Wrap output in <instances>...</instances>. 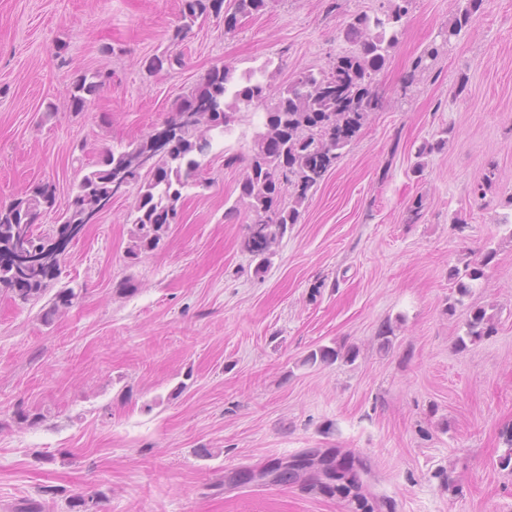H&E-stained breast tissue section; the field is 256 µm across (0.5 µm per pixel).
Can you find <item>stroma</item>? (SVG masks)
I'll use <instances>...</instances> for the list:
<instances>
[{"label": "stroma", "mask_w": 512, "mask_h": 512, "mask_svg": "<svg viewBox=\"0 0 512 512\" xmlns=\"http://www.w3.org/2000/svg\"><path fill=\"white\" fill-rule=\"evenodd\" d=\"M466 4L411 0L373 81L377 109L263 273L238 189L263 130L252 109L214 136L156 249L126 257L138 197L126 186L69 239L40 299L0 290V512H75L82 497L98 512H356L300 483L219 486L315 449L362 462L375 512H512V467L500 465L512 449V0H483L443 43ZM181 7L0 0V204L54 181L36 222L54 233L83 174L161 130L214 66L264 67L287 85L327 68L349 48L346 22L387 0H270L235 31L212 15L175 44ZM162 53L183 62L147 70ZM95 70L111 82L74 113L70 90ZM491 248L460 295L449 268ZM65 286L80 299L44 321ZM478 308L497 330L460 346ZM322 346L356 357L307 363Z\"/></svg>", "instance_id": "obj_1"}]
</instances>
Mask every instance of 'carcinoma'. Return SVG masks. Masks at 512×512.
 I'll return each mask as SVG.
<instances>
[{"mask_svg":"<svg viewBox=\"0 0 512 512\" xmlns=\"http://www.w3.org/2000/svg\"><path fill=\"white\" fill-rule=\"evenodd\" d=\"M269 0H182L181 24L173 31L171 41L184 40L198 19L218 15L227 9L232 15L245 17L263 12ZM410 0H388L384 13L357 14L347 22L343 34L355 49L339 55L329 67L317 73L306 70L277 93H271L266 70L260 77L249 73L241 83L235 70L228 65L212 69L202 81L189 90L173 109L174 117L167 124L166 139L151 134L127 149L110 151L98 167L83 175L72 208L63 226L77 228L89 221L112 197V181L121 173L127 182L139 184L137 202L129 215L134 224L131 243L126 255L135 260L155 249L169 226L179 218L178 203L183 193L198 187L199 157L212 146V132L222 131L234 120L238 110L265 107L264 131L255 140V154L244 168L239 182V198L256 214L244 240L245 249L258 259L255 273L265 270L272 248L298 221L299 207L308 192L341 157L363 126L370 112L376 109L377 98L371 91L375 74L382 68L390 49L397 40L395 24L408 12ZM483 0H468V6L448 25L444 43L468 26L470 18ZM108 77L91 71L77 79L69 96V106L81 112L87 96L101 90ZM198 115L192 122L184 121L187 113ZM149 156L152 166L141 174L138 161ZM289 193L290 202L282 204ZM56 186L41 182L11 203L0 206V287L14 296L29 301L42 296L47 283L56 277L59 255L64 242L45 248L44 238L34 233L39 215L53 204ZM21 251L38 252L42 262L20 268L15 265ZM494 258L488 251L481 261L454 266L448 278L459 284V293L466 295L470 283L484 276V267ZM80 291L71 287L56 292L52 305L45 313L50 321L55 315L73 306ZM496 331L492 317L486 311L473 312L466 323V336L475 341ZM352 362L356 353L331 347L312 351L306 362L333 363L340 358ZM332 467L333 456L308 451L298 458L309 462L303 472L282 465V459L267 461L262 469L275 473L273 481L309 482L327 493L353 496L360 512H373L353 480L339 486L325 483L321 469L312 465L315 458Z\"/></svg>","mask_w":512,"mask_h":512,"instance_id":"cac0c4a2","label":"carcinoma"}]
</instances>
